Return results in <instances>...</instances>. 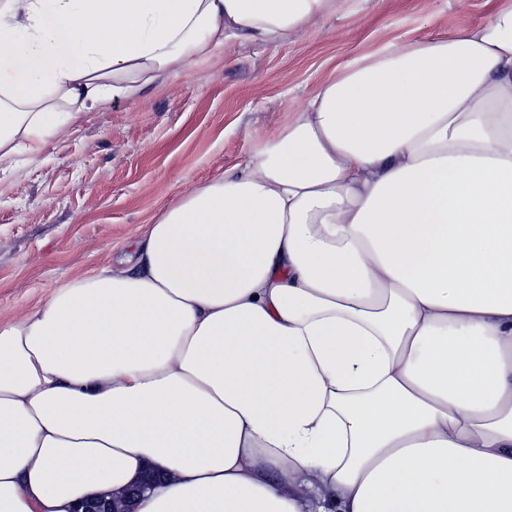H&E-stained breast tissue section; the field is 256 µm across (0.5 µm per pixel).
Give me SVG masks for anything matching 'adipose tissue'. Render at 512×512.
I'll use <instances>...</instances> for the list:
<instances>
[{"label":"adipose tissue","mask_w":512,"mask_h":512,"mask_svg":"<svg viewBox=\"0 0 512 512\" xmlns=\"http://www.w3.org/2000/svg\"><path fill=\"white\" fill-rule=\"evenodd\" d=\"M340 0H0V172ZM512 512V0L338 68L124 266L0 327V512ZM145 486L134 489L130 494L122 499H91L83 502L79 507L81 512H132L131 502L137 491H141ZM77 510V511H79Z\"/></svg>","instance_id":"1"}]
</instances>
